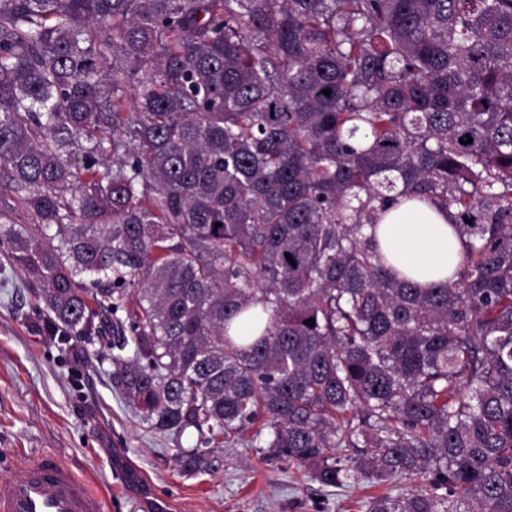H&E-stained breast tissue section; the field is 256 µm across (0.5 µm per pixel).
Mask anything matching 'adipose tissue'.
<instances>
[{
  "instance_id": "obj_1",
  "label": "adipose tissue",
  "mask_w": 512,
  "mask_h": 512,
  "mask_svg": "<svg viewBox=\"0 0 512 512\" xmlns=\"http://www.w3.org/2000/svg\"><path fill=\"white\" fill-rule=\"evenodd\" d=\"M376 238L394 273L422 285L452 279L463 253L450 213L426 201L392 208L379 222Z\"/></svg>"
}]
</instances>
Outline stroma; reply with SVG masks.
Listing matches in <instances>:
<instances>
[{
    "instance_id": "stroma-1",
    "label": "stroma",
    "mask_w": 512,
    "mask_h": 512,
    "mask_svg": "<svg viewBox=\"0 0 512 512\" xmlns=\"http://www.w3.org/2000/svg\"><path fill=\"white\" fill-rule=\"evenodd\" d=\"M106 341L86 344L48 328L26 278L0 257V480L18 454L47 453L86 476L107 512H141L127 487L138 470L173 512H365L384 486L324 488L261 449H212L209 471L182 472L174 457L190 435L149 428L112 386Z\"/></svg>"
}]
</instances>
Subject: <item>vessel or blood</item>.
Listing matches in <instances>:
<instances>
[{
    "mask_svg": "<svg viewBox=\"0 0 512 512\" xmlns=\"http://www.w3.org/2000/svg\"><path fill=\"white\" fill-rule=\"evenodd\" d=\"M0 512H106V498L56 457L29 454L0 482Z\"/></svg>",
    "mask_w": 512,
    "mask_h": 512,
    "instance_id": "b4317fda",
    "label": "vessel or blood"
}]
</instances>
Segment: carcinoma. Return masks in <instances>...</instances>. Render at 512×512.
I'll use <instances>...</instances> for the list:
<instances>
[{
    "instance_id": "obj_1",
    "label": "carcinoma",
    "mask_w": 512,
    "mask_h": 512,
    "mask_svg": "<svg viewBox=\"0 0 512 512\" xmlns=\"http://www.w3.org/2000/svg\"><path fill=\"white\" fill-rule=\"evenodd\" d=\"M400 199L454 209V280L389 273ZM15 213L182 471L253 428L323 487L416 483L367 512H512V0H0Z\"/></svg>"
}]
</instances>
